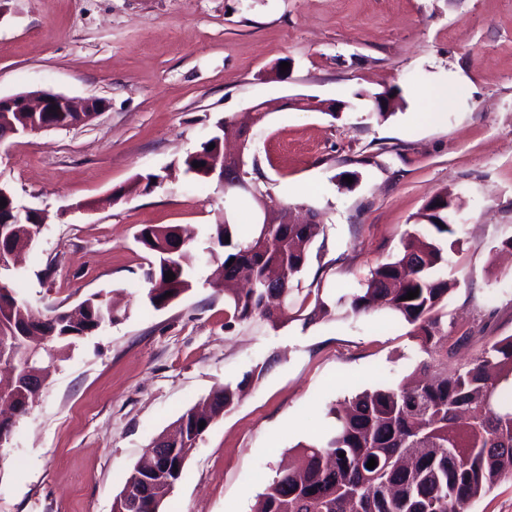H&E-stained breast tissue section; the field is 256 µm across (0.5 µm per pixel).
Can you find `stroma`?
Wrapping results in <instances>:
<instances>
[{
	"mask_svg": "<svg viewBox=\"0 0 512 512\" xmlns=\"http://www.w3.org/2000/svg\"><path fill=\"white\" fill-rule=\"evenodd\" d=\"M439 87L448 106L428 113L423 94ZM36 90L106 108L0 140V185L47 216L0 283L42 315L94 293L124 315L76 340L17 418L0 449V512H112L145 448L247 376L163 512H252L331 404L397 384L422 360L410 326L381 311L229 331L223 292L202 281L165 308L146 304L139 230L191 228L199 255L224 212L215 182L184 165L224 119L248 124L243 154L261 189L320 214L299 288L352 292L447 191L463 204L439 271L453 285L448 336L484 321L512 335V255L496 252L512 237V0H0V97ZM388 90L400 102L380 123L369 110ZM298 96L342 115L289 106ZM265 101L277 110L251 123ZM149 173L163 182L113 200Z\"/></svg>",
	"mask_w": 512,
	"mask_h": 512,
	"instance_id": "stroma-1",
	"label": "stroma"
}]
</instances>
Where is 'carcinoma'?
Returning a JSON list of instances; mask_svg holds the SVG:
<instances>
[{
  "label": "carcinoma",
  "mask_w": 512,
  "mask_h": 512,
  "mask_svg": "<svg viewBox=\"0 0 512 512\" xmlns=\"http://www.w3.org/2000/svg\"><path fill=\"white\" fill-rule=\"evenodd\" d=\"M36 122L74 126L84 120L75 112H0L3 131L8 123L25 128ZM232 126L231 121L219 123L201 149L185 159L187 170L209 178L210 161L222 157L224 138ZM212 143L215 147L210 150ZM195 162L202 166L193 167ZM154 178L160 175H138L116 195L148 192ZM245 183L224 192L248 195L261 210L274 202L255 180L248 178ZM456 209L446 192L431 198L421 214V225L432 241L422 240L418 230L406 233L400 255L373 268L360 292L332 304L310 291L299 301L292 285L308 262L321 224H255L243 237L227 217L213 225L204 261L210 268L207 281L218 287L243 278L250 284L245 291L224 289L229 297L225 328L259 319L278 329L285 309L294 305L306 323L340 315L358 317L376 305L413 326L412 336L428 355L416 366L429 373L419 382L365 389L331 407L326 431L318 440L299 445L298 466L276 470L258 494L253 512H471L495 484L512 480V336L489 337L479 356L448 370L443 309L451 288L448 281L436 278L448 262L437 239L455 233L448 224V211ZM42 223L39 214L35 224H3L0 243L8 251H20ZM138 239L154 257L146 274L151 284L147 300L159 310L194 286L195 271L187 251L171 252L173 245H185L190 237L178 226L147 225ZM169 271L175 278L167 281ZM415 289L418 297L402 300ZM119 318L97 294L75 309L43 317L18 301L8 287L0 286V367L16 371L19 378L34 347L66 349ZM33 329L40 337L30 335ZM249 381L246 376L235 387L227 384L213 391L207 411L191 408L180 416V448L172 460L176 468L167 476L152 475L151 462L143 457L134 464L120 494L134 495L146 481L153 489L141 498L138 512H160L171 493L167 480L181 479L207 426L234 407L238 392ZM10 394L18 416L39 398V391L17 383ZM202 421L206 427L201 429ZM371 458L377 465L369 469L366 464Z\"/></svg>",
  "instance_id": "1"
}]
</instances>
